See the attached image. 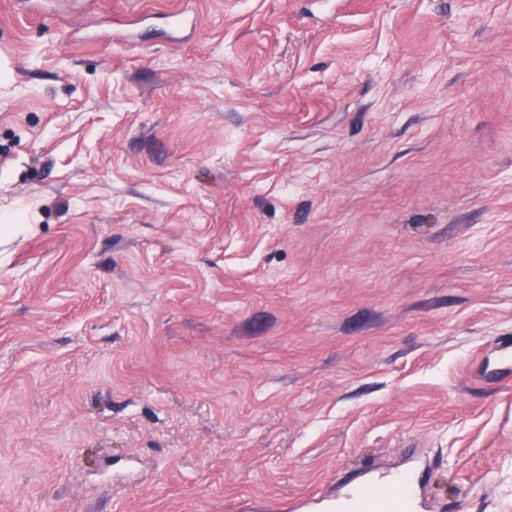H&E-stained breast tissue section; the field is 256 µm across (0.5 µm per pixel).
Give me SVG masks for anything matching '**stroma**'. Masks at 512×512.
<instances>
[{
    "instance_id": "1",
    "label": "stroma",
    "mask_w": 512,
    "mask_h": 512,
    "mask_svg": "<svg viewBox=\"0 0 512 512\" xmlns=\"http://www.w3.org/2000/svg\"><path fill=\"white\" fill-rule=\"evenodd\" d=\"M404 467L512 512V0H0V512Z\"/></svg>"
}]
</instances>
